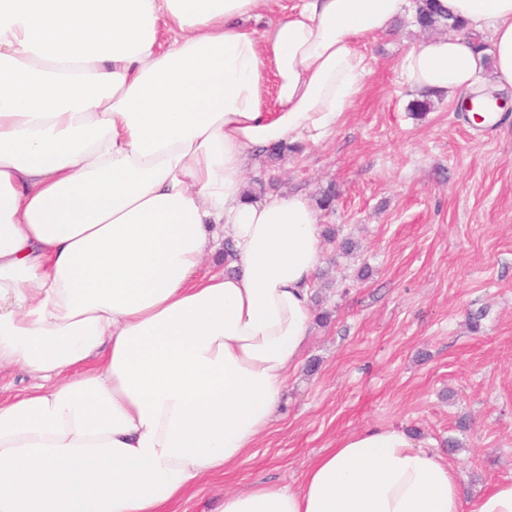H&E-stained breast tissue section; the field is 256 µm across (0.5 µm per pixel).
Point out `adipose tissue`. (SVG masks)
<instances>
[{
	"instance_id": "adipose-tissue-1",
	"label": "adipose tissue",
	"mask_w": 512,
	"mask_h": 512,
	"mask_svg": "<svg viewBox=\"0 0 512 512\" xmlns=\"http://www.w3.org/2000/svg\"><path fill=\"white\" fill-rule=\"evenodd\" d=\"M467 24L412 48L411 91L512 89V0H437ZM415 0H0V512H164L268 428L315 313L316 211L252 201L253 152L322 143L360 43ZM269 20L249 27L258 13ZM490 34V51L477 37ZM230 241L227 269L202 271ZM220 512H464L405 430L339 438L298 489ZM27 372L20 368H7L0 372V398H8L35 384Z\"/></svg>"
}]
</instances>
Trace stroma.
<instances>
[{"instance_id": "35a3bbf8", "label": "stroma", "mask_w": 512, "mask_h": 512, "mask_svg": "<svg viewBox=\"0 0 512 512\" xmlns=\"http://www.w3.org/2000/svg\"><path fill=\"white\" fill-rule=\"evenodd\" d=\"M411 16L363 46V91L323 143L257 157L256 200L315 206L318 318L269 428L230 472L166 512H219L225 492L298 488L338 438L396 427L450 462L465 508L512 482V90L495 121L460 99L409 109L399 65L430 39Z\"/></svg>"}]
</instances>
